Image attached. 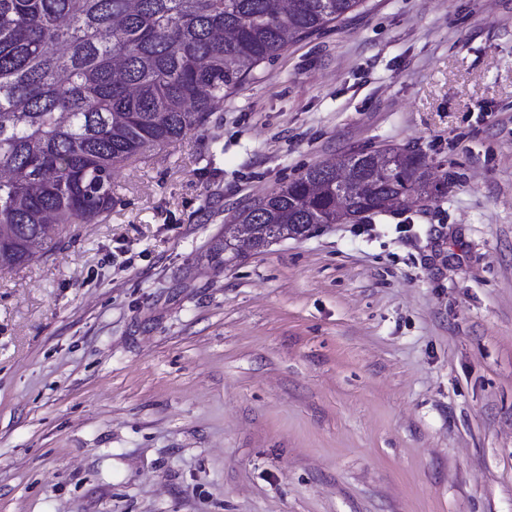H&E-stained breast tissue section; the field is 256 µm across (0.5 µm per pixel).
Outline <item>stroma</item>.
I'll return each instance as SVG.
<instances>
[{
	"label": "stroma",
	"instance_id": "stroma-1",
	"mask_svg": "<svg viewBox=\"0 0 512 512\" xmlns=\"http://www.w3.org/2000/svg\"><path fill=\"white\" fill-rule=\"evenodd\" d=\"M387 145L439 197L217 268ZM0 271V512H512V0H363Z\"/></svg>",
	"mask_w": 512,
	"mask_h": 512
}]
</instances>
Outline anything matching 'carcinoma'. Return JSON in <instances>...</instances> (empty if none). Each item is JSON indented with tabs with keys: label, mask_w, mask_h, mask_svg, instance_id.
Returning <instances> with one entry per match:
<instances>
[{
	"label": "carcinoma",
	"mask_w": 512,
	"mask_h": 512,
	"mask_svg": "<svg viewBox=\"0 0 512 512\" xmlns=\"http://www.w3.org/2000/svg\"><path fill=\"white\" fill-rule=\"evenodd\" d=\"M361 0H0V270L52 247L67 224L110 218L112 172L205 125L224 95ZM317 163L240 209L263 247L304 224L361 223L382 197L443 194L420 154L385 147ZM234 228L210 261L227 266Z\"/></svg>",
	"instance_id": "obj_1"
}]
</instances>
